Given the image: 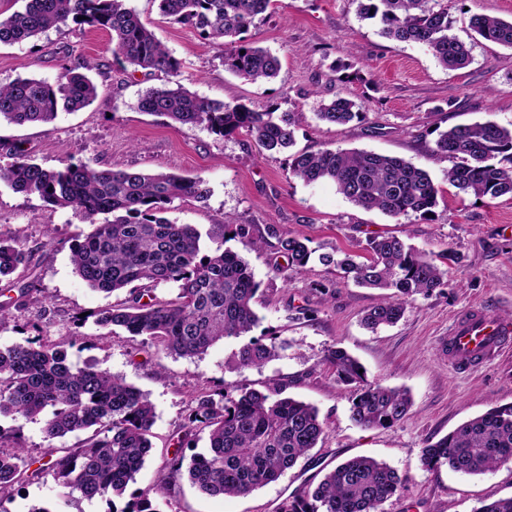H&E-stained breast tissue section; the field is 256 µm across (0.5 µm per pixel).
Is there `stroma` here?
Wrapping results in <instances>:
<instances>
[{"mask_svg":"<svg viewBox=\"0 0 512 512\" xmlns=\"http://www.w3.org/2000/svg\"><path fill=\"white\" fill-rule=\"evenodd\" d=\"M129 5L179 59L181 80L191 91L210 100L295 113L298 151L356 148L413 162L440 189L433 214L396 219L356 207L333 184L294 178L288 153L262 151L246 132L224 137L142 112L141 94L161 85L163 75L121 67L107 32L73 22L23 44L1 45L0 80H51L61 67L91 62L96 100L48 125L0 122V158L19 148L47 168L59 167L70 155L100 167L199 176L210 189L207 199L175 201L170 220L205 230L229 215L259 233L265 225L281 224L313 245L356 253L371 236L395 235L433 255L452 254L448 280L410 301L396 325L373 332L362 326L361 317L376 304L375 291L317 262L289 280L276 278L268 264L274 250L268 246L246 258L264 287L255 305L259 330L285 344L279 360L260 369L236 368V340L218 342L199 357H177L121 329L102 346L95 314L115 298L90 289L70 260L72 245L91 232V224L72 210L1 185L0 237L18 243L24 263L0 279V305L12 314L9 327L0 330V346L56 343L69 361L98 362L148 394L155 407L152 450L130 485L134 491L152 486L175 450L190 457L207 447L206 432L190 434L184 428L198 395L233 386L260 390L276 376L289 396L317 407L327 425L323 441L310 459L279 480L244 497H213L183 477L154 498L160 512H279L289 496L360 455L385 461L407 479L385 512H474L483 500L512 496V463L484 475H463L445 466L428 471L420 462L427 441L489 409L512 405V351L477 371L458 373L439 350L454 315L470 307L512 314V197L479 199L459 191L445 177L450 161L434 152L438 133L455 125L493 121L512 127V50L480 40L471 46V63L450 70L425 47L386 38L378 23L358 17L354 0H273L247 38L279 58L280 74L250 84L225 69L220 48L162 15L157 0H129ZM474 13L511 19L512 0H452L453 34L468 39ZM338 59L352 63L358 76H334L330 67ZM339 95L363 103V121L335 126L318 119L317 101ZM300 307L308 316L298 321L294 314ZM335 345L359 359L368 379L409 390L413 405L404 421L364 429L350 420L354 388L337 382L324 362ZM0 429L15 435L33 460L51 445L39 419L1 417ZM35 505L52 512L109 510L102 500L63 495L50 480L16 484L5 503L8 512H29Z\"/></svg>","mask_w":512,"mask_h":512,"instance_id":"obj_1","label":"stroma"}]
</instances>
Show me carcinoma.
I'll return each mask as SVG.
<instances>
[{
	"mask_svg": "<svg viewBox=\"0 0 512 512\" xmlns=\"http://www.w3.org/2000/svg\"><path fill=\"white\" fill-rule=\"evenodd\" d=\"M162 14L189 26L221 47L224 67L249 82H269L280 71L277 56L250 43L246 34L269 8L271 0H158ZM359 17L381 25V33L399 42L427 47L445 68L471 63V48L451 33L448 0H354ZM104 30L112 56L134 70L166 75L165 83L146 89L142 111L182 125L204 126L229 135L245 131L267 151L295 143L292 112L253 109L245 104L199 97L180 80L181 64L127 6V0H24V7L0 15V45L24 43L62 24ZM470 29L480 38L512 49V20L474 14ZM64 67L49 82L17 77L0 82V120L16 125L51 124L59 114L78 112L98 96L90 72ZM363 104L338 96L319 102L316 115L324 122L346 125L365 117ZM436 154L458 163L448 169V183L477 198L512 195V129L494 122L457 125L438 133ZM290 173L307 183L331 182L353 205L392 218L411 213L425 216L438 204L439 188L412 162L369 150L324 149L290 156ZM47 204L71 209L94 226L71 249L76 275L90 288L106 294L126 292L118 304L96 313L104 328L123 327L161 345L169 353L192 358L219 341L249 337L236 355V366L261 368L281 357L282 344L272 334L252 337L259 324L255 303L262 283L248 260L226 246L237 240L259 254L262 242L254 226L226 217L214 225L201 245L193 224H177L162 216L177 199L204 200L210 190L197 176L186 178L157 171L100 168L68 157L58 168H45L17 149L0 160V185ZM112 216L103 222L99 216ZM264 238L274 240V276L288 279L306 271L313 255L335 265L364 288L378 291L379 303L362 318L372 330L396 324L406 304L444 283L447 270L436 258L396 236L366 241L363 259L334 249L318 253L311 240L280 224H267ZM24 261L16 242L0 239V276L13 274ZM178 284L175 297L159 300L157 286ZM325 361L336 381L355 385L350 419L365 429L389 428L408 415L412 399L404 388L368 380L360 362L342 347L327 351ZM278 378L265 391L227 388L219 399L196 398L187 423L208 430V448L184 464L176 452L160 470L153 487L122 497L143 468L152 448L155 410L147 394L125 379L93 364L77 366L56 344H13L0 347V415L43 417L50 440L87 432L76 448L58 453L53 446L36 469L25 449L0 447V512L5 492L27 477L52 479L59 487L87 499H101L110 512H157L151 496L187 471L188 479L211 496H247L276 481L323 440L325 422L318 409L284 395ZM425 469L443 465L466 475L491 472L512 462V405L488 410L464 422L422 450ZM405 480L388 464L356 456L336 464L314 487L289 497L279 512H383V505L401 494ZM474 512H512V497L493 499Z\"/></svg>",
	"mask_w": 512,
	"mask_h": 512,
	"instance_id": "obj_1",
	"label": "carcinoma"
}]
</instances>
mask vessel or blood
<instances>
[{"mask_svg": "<svg viewBox=\"0 0 512 512\" xmlns=\"http://www.w3.org/2000/svg\"><path fill=\"white\" fill-rule=\"evenodd\" d=\"M512 347V319L479 307L456 316L448 332V360L459 372L477 370Z\"/></svg>", "mask_w": 512, "mask_h": 512, "instance_id": "b4317fda", "label": "vessel or blood"}]
</instances>
